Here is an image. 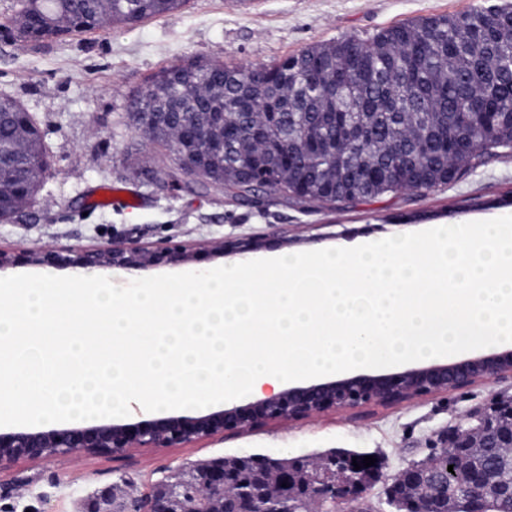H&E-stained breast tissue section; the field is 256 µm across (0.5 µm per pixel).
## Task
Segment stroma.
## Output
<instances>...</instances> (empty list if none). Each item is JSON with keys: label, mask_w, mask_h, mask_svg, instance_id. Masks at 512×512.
Wrapping results in <instances>:
<instances>
[{"label": "stroma", "mask_w": 512, "mask_h": 512, "mask_svg": "<svg viewBox=\"0 0 512 512\" xmlns=\"http://www.w3.org/2000/svg\"><path fill=\"white\" fill-rule=\"evenodd\" d=\"M494 0H187L136 25L116 24L49 42L0 36V95L18 100L37 120L50 165L21 213L0 222V247L87 248L113 242L156 246L256 235L269 249L306 252L348 248L439 224L512 215V156L492 159L429 191L404 190L340 207L304 203L263 190L249 202L219 186L187 181L173 151L129 118L128 103L162 67L195 58L267 64L341 36L371 37L391 25L452 15ZM131 191L138 204L90 208L101 185ZM512 399V380L479 384L417 402L327 413L175 448L124 457L20 461L0 471V512H83L87 503L174 481L198 464L247 454L317 461L349 450L375 456L381 469L356 503L338 512H388L385 488L408 464L427 458L439 431L465 413Z\"/></svg>", "instance_id": "stroma-1"}]
</instances>
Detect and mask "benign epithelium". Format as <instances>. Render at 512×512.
I'll return each mask as SVG.
<instances>
[{
  "label": "benign epithelium",
  "mask_w": 512,
  "mask_h": 512,
  "mask_svg": "<svg viewBox=\"0 0 512 512\" xmlns=\"http://www.w3.org/2000/svg\"><path fill=\"white\" fill-rule=\"evenodd\" d=\"M130 118L142 129L152 121V113L143 111V97L131 100ZM211 140L208 124L188 130L186 144L176 148L181 170L193 178H205L193 145ZM269 246L261 238L244 237L228 244H176L155 247L114 244L108 247H73L66 250L0 249V272L20 265L72 268L78 272L104 274L112 270L129 273L161 264H189L201 255L246 256ZM512 378V348H493L489 352L461 361L434 362L407 368L393 374H360L340 379L317 381L288 387L276 394L256 399L246 405L224 406L194 416H167L137 422H98L79 426L51 424L42 428L0 430V468L19 461L35 462L49 457L79 455L123 456L143 448H174L226 434L248 432L270 424L294 422L331 411H346L366 406H392L423 397L449 393L480 383ZM509 424L492 426L482 414L467 416L477 425L460 424L439 435L442 447L433 449L429 460L402 469L392 480L414 487L423 499L406 505V512H435L438 494L435 487L464 484L470 491L468 512H486L494 494L512 496V485L492 486L483 476L462 467L464 457L481 448H500L512 454V411ZM364 454L333 452L324 456L315 479L300 490L277 491L278 472L271 471L270 492L257 495L238 489L231 475L224 473L222 461L200 464L188 495L190 512H212L230 498L241 500L236 512H306L316 504L321 512H336L341 501L354 502L367 490L365 474L378 470L373 465L359 470ZM453 471H448V466ZM120 512H169L165 499L150 490L134 497Z\"/></svg>",
  "instance_id": "benign-epithelium-1"
}]
</instances>
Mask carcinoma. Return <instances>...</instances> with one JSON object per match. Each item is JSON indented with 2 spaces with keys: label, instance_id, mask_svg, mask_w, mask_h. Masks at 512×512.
Segmentation results:
<instances>
[{
  "label": "carcinoma",
  "instance_id": "obj_1",
  "mask_svg": "<svg viewBox=\"0 0 512 512\" xmlns=\"http://www.w3.org/2000/svg\"><path fill=\"white\" fill-rule=\"evenodd\" d=\"M185 0H109L113 23L134 24L178 9ZM100 0H18V15L7 26L15 41L28 42L25 20L66 16L70 25L49 31L58 38L95 29ZM276 89L274 115L257 106L260 90L252 67L204 59L161 68L143 88L149 111L164 112L160 125L147 131L174 150L184 131L209 120L203 97L224 105V121L238 135L224 137L216 151L196 145L206 172L250 175L285 196L331 204L354 203L415 188L431 190L466 170L483 165L504 150L512 151V32L489 23L482 9L452 16L426 17L384 28L367 40L341 36L315 44L298 55L264 66ZM320 69L324 81L307 78ZM478 98L479 110L466 107ZM1 112L20 120L0 123V156L8 170L0 178V201L14 193L12 174L32 163L48 168V154L33 115L16 100L0 95ZM291 140L295 168L278 157ZM320 140L321 153L306 149V138ZM496 483L512 482V457L500 448H484L465 460ZM246 488L266 490L268 471L252 462L224 461ZM188 482L156 486L169 491L172 507H184ZM466 501L459 486L443 492L439 505Z\"/></svg>",
  "mask_w": 512,
  "mask_h": 512
}]
</instances>
